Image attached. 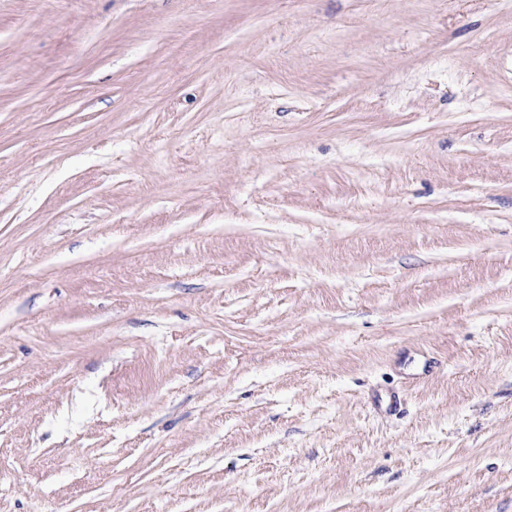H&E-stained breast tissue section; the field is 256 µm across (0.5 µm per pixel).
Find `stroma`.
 Returning <instances> with one entry per match:
<instances>
[{"label":"stroma","mask_w":512,"mask_h":512,"mask_svg":"<svg viewBox=\"0 0 512 512\" xmlns=\"http://www.w3.org/2000/svg\"><path fill=\"white\" fill-rule=\"evenodd\" d=\"M0 512H512V0H0Z\"/></svg>","instance_id":"stroma-1"}]
</instances>
